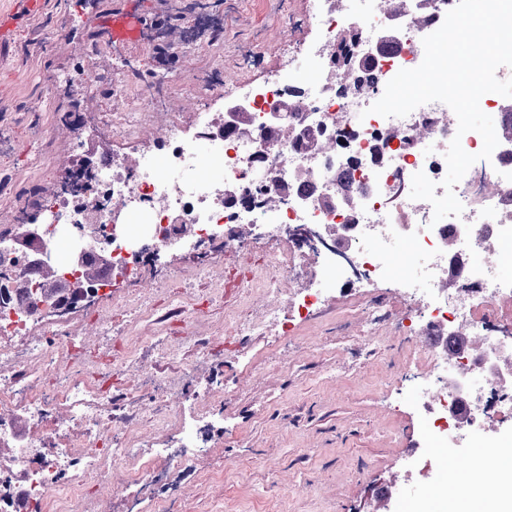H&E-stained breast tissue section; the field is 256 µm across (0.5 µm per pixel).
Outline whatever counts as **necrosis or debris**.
Masks as SVG:
<instances>
[{
	"mask_svg": "<svg viewBox=\"0 0 512 512\" xmlns=\"http://www.w3.org/2000/svg\"><path fill=\"white\" fill-rule=\"evenodd\" d=\"M402 19L396 47L376 54L367 71L372 84L362 92L357 75L337 77L331 42L344 28L363 40L374 37L390 18L373 0H350L340 10L328 0L314 17L324 39L311 49L310 78L285 84L271 77L256 86L243 129L225 125L220 112L172 115L164 79L146 82L137 104L104 115L108 131L138 142L134 154L93 144L91 179L74 189L53 185L38 207L15 209L14 225H38L48 247L82 248L89 264L105 246L112 258L84 295L47 301L41 267L15 248L13 233L0 237V285L27 287L0 306V512H112L113 470L120 463L127 484L152 487L155 512H181L187 488L173 486L169 474L207 454L213 430L224 425L215 412L220 391L197 392L191 416L175 409V397L190 384L186 352L213 356L274 325L291 331L281 299L291 300L305 320L321 312L329 290L351 295L390 274L407 296L423 301L427 327L448 330L462 321L481 338L434 360L420 380L416 395L438 439L488 437L496 423L512 421V387L505 383L512 376V339H504L508 327L498 323L496 308L498 298L512 293L502 276L512 263V144L499 141L490 159L475 162L455 185L461 215L434 220L429 201L411 198L420 171L443 195L453 138L471 154L481 151L483 139L475 131L459 133L440 102L404 117L370 113L388 81L424 58L415 39L417 9ZM288 98L302 105L292 134L267 137L270 112ZM200 129L210 134L208 155L222 167L223 183L201 173ZM308 129L330 150L311 154L302 139ZM343 190L352 206L336 205ZM245 224L265 226L277 250L225 270L205 293L191 288L192 280L212 276L208 255L228 241L244 247ZM312 231L341 243L353 263L325 256L314 287L296 295L288 283L312 247ZM172 250L199 258L191 270L175 272L178 290L152 270L154 258ZM130 281L141 286L132 296L123 290ZM258 294L268 300L265 310L248 313L244 302ZM229 296L241 306L212 335L187 330L160 337L155 373H134V346L112 340V323H95L90 335L74 327L105 304L168 327ZM153 430L174 432V447L152 443Z\"/></svg>",
	"mask_w": 512,
	"mask_h": 512,
	"instance_id": "obj_1",
	"label": "necrosis or debris"
}]
</instances>
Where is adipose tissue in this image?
<instances>
[{"mask_svg": "<svg viewBox=\"0 0 512 512\" xmlns=\"http://www.w3.org/2000/svg\"><path fill=\"white\" fill-rule=\"evenodd\" d=\"M449 475L467 473L473 490L465 496H457L450 490H437L444 501L445 512H512V445L497 448L493 461L490 483L479 479L481 467L477 464H461L452 460L447 464Z\"/></svg>", "mask_w": 512, "mask_h": 512, "instance_id": "obj_1", "label": "adipose tissue"}]
</instances>
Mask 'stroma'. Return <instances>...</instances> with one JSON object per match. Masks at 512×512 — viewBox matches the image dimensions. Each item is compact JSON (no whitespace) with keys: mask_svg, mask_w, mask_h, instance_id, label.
Returning <instances> with one entry per match:
<instances>
[{"mask_svg":"<svg viewBox=\"0 0 512 512\" xmlns=\"http://www.w3.org/2000/svg\"><path fill=\"white\" fill-rule=\"evenodd\" d=\"M128 2L44 0L42 12L20 20L0 44V120L12 132L0 166L25 179L27 201L44 185L31 165L36 150L48 163L73 150L76 139L100 137L99 113L138 97L135 84L109 103L93 101L81 82L58 84L62 74L82 69L113 78L109 59L88 56L86 47L104 41V22ZM321 3L220 0L212 14L224 24L223 44L186 45L158 38L179 21L178 0H145V44L129 54L145 59L149 75L168 77L170 111H194L203 97L216 110L223 100L207 95L197 74L219 62L225 82L245 88L273 75L299 78L287 57L317 36L309 20ZM61 112L82 115L79 138L59 135L38 147L33 133ZM361 311L357 298L339 297L294 335L247 339L224 365L192 358L194 384L224 388L219 449L193 467L222 472L223 480L192 484L184 512H407L429 501L446 460L463 450L451 444L422 451L431 425L415 403L411 377L427 370L429 359L404 344L393 325L362 328Z\"/></svg>","mask_w":512,"mask_h":512,"instance_id":"1","label":"stroma"}]
</instances>
